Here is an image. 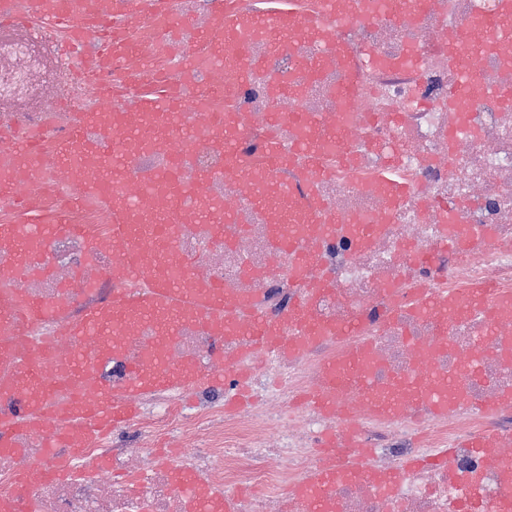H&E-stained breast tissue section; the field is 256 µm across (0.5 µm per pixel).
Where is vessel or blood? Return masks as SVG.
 <instances>
[{
	"label": "vessel or blood",
	"instance_id": "vessel-or-blood-1",
	"mask_svg": "<svg viewBox=\"0 0 512 512\" xmlns=\"http://www.w3.org/2000/svg\"><path fill=\"white\" fill-rule=\"evenodd\" d=\"M210 19L194 23L190 0H39L37 9L27 17L29 24L53 29L60 44L75 47L99 35L95 57L99 68L113 61L137 55L136 35L129 25L138 16L155 25L157 34L151 51L137 56L136 70L148 74L162 60H173L183 80L189 81L201 67L222 70L226 86L236 89L248 84L249 70L241 62L244 49L254 34H261L268 56L281 55L297 38L312 41L316 49L306 65L319 71L327 58L347 54L345 44L325 37V30L349 24L354 14L342 8L340 0H320L316 16L305 19L293 7H274L242 15L232 0H210ZM190 31L193 44L171 56L172 45L179 43V34ZM113 93L124 104L111 117L95 109H86L80 125L61 136L55 146L53 162L73 173H81L87 152L108 153V162L86 178V195L104 198L112 209V237L122 245L120 260L113 278L119 288L113 289L106 304L90 307L81 322L67 334L65 354H58L56 339L39 337L24 341L30 323L50 319L52 309L37 299L17 307L0 304V359L11 362L12 370L0 377V399L9 398L7 408L0 410V450L14 451L15 435L21 430L45 431L44 447L64 449L69 456H78L81 449L92 447L114 430L133 423L140 414L139 405L149 395L159 391L200 392L224 384V403L234 407L244 385L242 375L224 377L208 372L197 363L172 364L163 352L165 340L186 322L211 329L220 343L227 336L244 337L247 344L277 356H291L305 351L325 336L350 341L345 357L323 363V382L304 397L306 406L317 414L334 417L340 414L339 395L348 385H357L364 403L372 415L389 419L405 408L403 398L377 390L371 379V366L366 357L368 345L357 339L355 330L342 327L329 330L308 314L306 295L321 291L323 283L311 276L314 257L308 249L311 238L327 237L335 230L319 208L297 205L294 188L283 183L278 187L260 184L249 164L240 159V137L237 128L239 114L224 113L217 125L226 132L214 146L231 163L249 204L269 211L273 216L271 246L274 252L289 251L296 257L293 271L301 294L292 305L284 322L267 320L261 312H253L246 320L226 318V310L234 306V298L225 295L222 286L191 279L189 269L195 259L175 255L173 239L168 230L182 223L186 210L179 192H170L161 204H152V190L132 196L124 192L128 176V158L120 152H109L106 141L88 143L84 130L89 126L111 121L120 137L132 144L143 145L167 138L177 132L187 141L199 136L198 112L208 111V99H200L197 112L182 111V96L178 84L157 81L147 87L134 83L114 86ZM290 119L297 128L291 143L269 137L265 146L268 168L276 170L295 167L299 159L317 165L328 151H341L344 134L340 124L328 122L316 112L294 113ZM24 171L36 173L42 165V154L36 141L19 138L5 147ZM0 201L24 215L20 224H0V246L19 255L35 252L52 235L61 232L58 224L40 223L34 203L17 195L12 180L0 176ZM148 208L146 220H134L135 210ZM145 279L150 283L146 295L132 298L124 283ZM497 305L512 306V293L492 294L480 282L466 288H452L437 296L420 299L417 311L432 315L442 323H450L465 311L481 309L487 298ZM152 325L157 333L155 343L143 354L127 355L126 339L135 326ZM59 355V379L73 388L71 398L59 405H50L49 391L40 374V361ZM118 363L127 372L125 384L111 388L97 381L108 365ZM96 383L95 393H88L89 383ZM435 413L448 408V399L461 396L457 380L432 377L421 389ZM322 445L328 454L340 448H358L362 442L358 431L336 433L326 430ZM348 464L331 463L302 481L293 490L296 512H332L329 491L336 482L353 475ZM177 487L184 492L190 512H228L231 493H218L201 483L188 468L174 471Z\"/></svg>",
	"mask_w": 512,
	"mask_h": 512
}]
</instances>
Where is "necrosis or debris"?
I'll return each instance as SVG.
<instances>
[{
  "instance_id": "obj_1",
  "label": "necrosis or debris",
  "mask_w": 512,
  "mask_h": 512,
  "mask_svg": "<svg viewBox=\"0 0 512 512\" xmlns=\"http://www.w3.org/2000/svg\"><path fill=\"white\" fill-rule=\"evenodd\" d=\"M369 0L356 21L336 27L333 36L350 48L319 73L305 59L308 41L284 55H266L263 38L250 41L242 63L251 70L248 88L224 96L221 80L201 72L187 83L183 109H194L200 86L212 92V112L241 113L243 151L258 155L270 110L320 112L341 121L345 145L325 156L328 175L319 178V196L337 221L369 217L367 244L345 235L310 245L327 288L312 298L308 313L325 325H359L368 336L369 356L378 386L397 385L439 373L462 384L465 404L435 417L428 406L403 410L397 418L377 420L361 393L346 388V408L336 432L358 425L375 456L360 476L339 481L331 490L334 512H512V494L503 475L512 471V411L489 413V406L512 394V311L487 303L483 320L461 316L444 325L413 311L408 300H393L395 288H461L475 279L512 290V46L489 37L474 46L469 75L448 65L461 29L502 17V0H415L400 16L373 18ZM56 34L40 27L0 28V139L21 131L44 135L45 149L92 107L110 112L115 101L99 97L93 85L75 78L76 63L55 48ZM372 48L367 62L363 48ZM292 76V86L271 96L270 73ZM351 83L359 89L344 95ZM455 106H447L448 97ZM88 139H108L128 155L126 190L137 194L173 163L191 191L189 212L174 229L177 254L196 256L190 277L218 283L241 300H259L271 320L288 314L296 290L290 268L294 257L270 249L271 223L262 209L245 203L236 176L208 137L185 142L171 135L157 147L136 146L113 130L92 129ZM217 176L197 181L198 171ZM403 186L407 196L393 202L384 181ZM18 189L42 197L41 220L70 224L75 233H59L29 260L0 250V301L23 295L54 305L58 316L34 325V336H53L79 319L86 305L106 302L115 282L112 270L120 247L112 240L107 209L85 201L82 180L43 164L38 175H18ZM234 214L231 223L201 224L200 208ZM458 225L452 250H443L445 227ZM490 227L488 240L474 241L471 227ZM496 331L483 334V321ZM207 330L185 324L164 346L175 364L206 362ZM345 346L326 338L288 360L274 359L245 346L236 336L224 339L222 371L250 374L256 395L233 414L209 405L180 411L170 393L150 396L133 429L137 448L101 443L74 461L78 477L33 480L19 487L15 475L23 463L42 470L57 467L46 456L43 436L25 432L19 442L25 456L0 453V487L16 491L28 512H185L175 485V467L192 469L207 486L244 489L255 483L273 487L270 495L240 496L235 512H285L283 491L292 490L318 465L316 444L327 424L311 413H297L295 400L320 382L321 364L342 358ZM495 432L494 448H459L453 469L437 466L400 473L401 461L426 456L465 435ZM177 435L184 446L173 465L156 460L154 443ZM109 458L113 471H136V482L116 481L95 468ZM399 481L379 490L382 475Z\"/></svg>"
}]
</instances>
